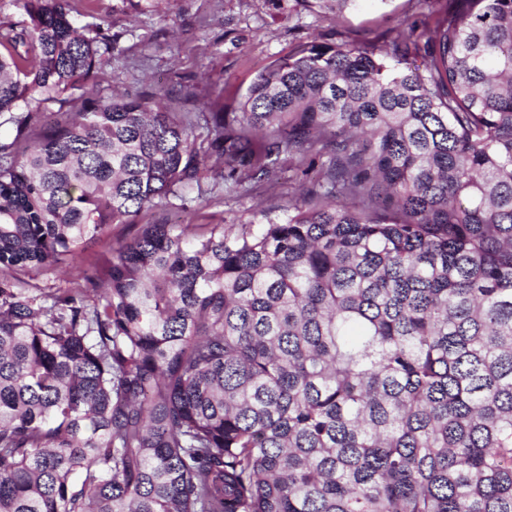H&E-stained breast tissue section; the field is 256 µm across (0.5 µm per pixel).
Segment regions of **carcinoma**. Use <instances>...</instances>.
Here are the masks:
<instances>
[{
    "label": "carcinoma",
    "instance_id": "cac0c4a2",
    "mask_svg": "<svg viewBox=\"0 0 512 512\" xmlns=\"http://www.w3.org/2000/svg\"><path fill=\"white\" fill-rule=\"evenodd\" d=\"M16 2L0 512H512V0H448L420 65L413 26L380 55L302 44L238 112L97 100L111 23ZM283 156L312 181L284 217L144 224L82 266L108 225ZM72 279V272L65 267L48 272H31L25 277L29 284L26 288H41L44 291H49L50 288H68Z\"/></svg>",
    "mask_w": 512,
    "mask_h": 512
}]
</instances>
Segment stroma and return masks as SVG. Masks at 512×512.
<instances>
[{
    "mask_svg": "<svg viewBox=\"0 0 512 512\" xmlns=\"http://www.w3.org/2000/svg\"><path fill=\"white\" fill-rule=\"evenodd\" d=\"M77 24L108 17L118 48L91 74L96 96L137 95L157 87L194 86L200 101L224 90V109L236 112L257 74L275 59L312 39L377 51L404 25L428 38L448 0H357L327 17L309 0H72ZM303 187L296 172L280 167L247 194L215 193L187 210L169 207L140 213L134 223L110 225L89 244L84 264L101 261L113 246L131 238L141 224H221L239 227L254 212L283 216Z\"/></svg>",
    "mask_w": 512,
    "mask_h": 512,
    "instance_id": "stroma-1",
    "label": "stroma"
}]
</instances>
